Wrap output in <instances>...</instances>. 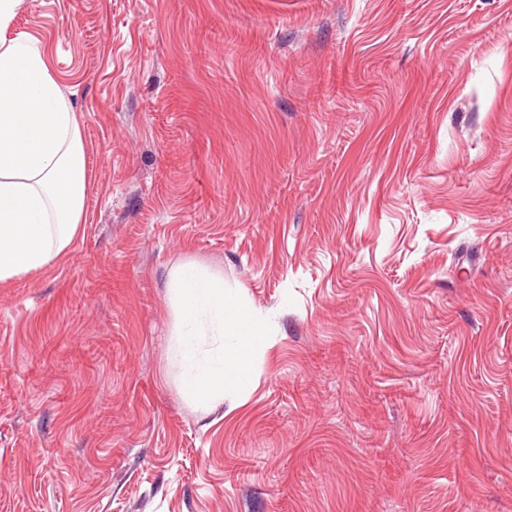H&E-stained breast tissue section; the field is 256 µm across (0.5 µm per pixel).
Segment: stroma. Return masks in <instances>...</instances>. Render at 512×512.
<instances>
[{
  "label": "stroma",
  "mask_w": 512,
  "mask_h": 512,
  "mask_svg": "<svg viewBox=\"0 0 512 512\" xmlns=\"http://www.w3.org/2000/svg\"><path fill=\"white\" fill-rule=\"evenodd\" d=\"M80 117L0 284V512H512V0H21ZM269 320L182 393L171 271Z\"/></svg>",
  "instance_id": "35a3bbf8"
}]
</instances>
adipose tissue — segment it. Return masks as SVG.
I'll list each match as a JSON object with an SVG mask.
<instances>
[{"instance_id": "obj_1", "label": "adipose tissue", "mask_w": 512, "mask_h": 512, "mask_svg": "<svg viewBox=\"0 0 512 512\" xmlns=\"http://www.w3.org/2000/svg\"><path fill=\"white\" fill-rule=\"evenodd\" d=\"M87 192L79 118L45 53L0 38V283L70 253Z\"/></svg>"}]
</instances>
